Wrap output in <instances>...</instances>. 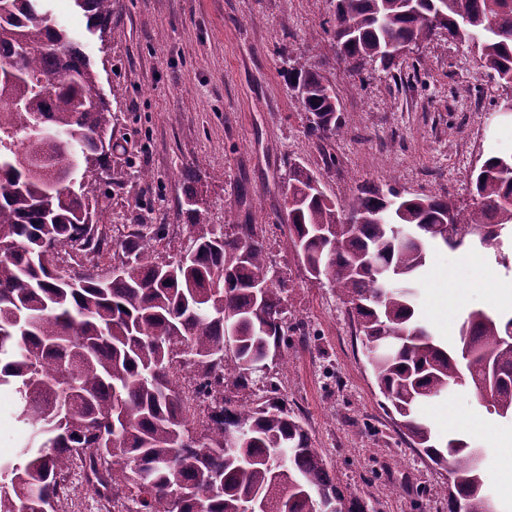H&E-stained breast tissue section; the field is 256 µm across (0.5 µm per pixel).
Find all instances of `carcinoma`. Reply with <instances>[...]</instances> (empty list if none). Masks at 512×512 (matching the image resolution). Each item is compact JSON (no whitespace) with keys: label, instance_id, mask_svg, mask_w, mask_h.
<instances>
[{"label":"carcinoma","instance_id":"1","mask_svg":"<svg viewBox=\"0 0 512 512\" xmlns=\"http://www.w3.org/2000/svg\"><path fill=\"white\" fill-rule=\"evenodd\" d=\"M45 0H0V386H14L16 420L32 429L18 457L0 460V512H59L79 468L87 494L123 512H366L346 498L269 380L242 404L228 389L257 385L259 361L285 363L284 289L258 225L204 223L187 195L191 255L173 263L143 226L112 250L71 176L93 179L112 129L97 74ZM105 39L112 0H74ZM325 33L349 64L386 69L400 46L446 32L472 44L481 67L512 90V0H333ZM289 80L317 138L342 127L336 94L297 63ZM23 140H17L20 132ZM304 165L288 168V233L305 270H317L350 304L387 408L414 448L448 471V512H486L488 483L462 439L436 444L419 413L470 382L490 412L512 420V316L470 313L459 341L437 342L415 316L414 283L433 247L512 245V155L485 159L473 204L359 192L340 207ZM94 261L113 253L105 279L62 270L59 250ZM198 378L206 402L189 413L175 371Z\"/></svg>","mask_w":512,"mask_h":512}]
</instances>
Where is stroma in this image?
Segmentation results:
<instances>
[{"label":"stroma","mask_w":512,"mask_h":512,"mask_svg":"<svg viewBox=\"0 0 512 512\" xmlns=\"http://www.w3.org/2000/svg\"><path fill=\"white\" fill-rule=\"evenodd\" d=\"M53 17L84 47L98 92L112 110V150L83 192L113 244L129 225L166 226L152 246L175 256L188 243L187 191L263 230L284 284L288 345L274 375L301 416L345 495L369 512H448L447 474L412 448L389 414L348 306L304 269L283 220L288 167L300 163L322 191L346 204L361 190L396 186L407 196H447L471 204V177L492 155L512 154V113L497 112L500 90L471 47L438 34L388 69L350 76L324 31L330 0H114L112 33L100 40L74 0H50ZM304 61L333 87L344 120L338 135H308L309 115L288 71ZM150 180H143L142 172ZM492 272L500 292L469 281L468 261ZM446 282L449 300L434 293ZM512 315V274L491 249L468 256L433 250L417 284L419 320L454 344L471 311ZM17 396L0 387V458L16 457L29 434L14 417ZM441 439L467 440L482 454L495 512L512 494L492 449L512 422L491 414L471 385L424 405Z\"/></svg>","instance_id":"stroma-1"}]
</instances>
